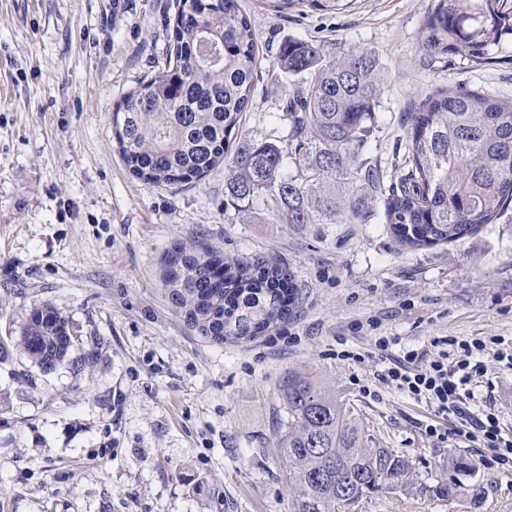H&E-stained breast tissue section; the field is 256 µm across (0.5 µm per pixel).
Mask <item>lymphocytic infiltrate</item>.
Instances as JSON below:
<instances>
[{
  "label": "lymphocytic infiltrate",
  "instance_id": "lymphocytic-infiltrate-1",
  "mask_svg": "<svg viewBox=\"0 0 512 512\" xmlns=\"http://www.w3.org/2000/svg\"><path fill=\"white\" fill-rule=\"evenodd\" d=\"M435 346L432 352L409 350L391 358L381 379L454 419L458 436L479 447L496 449L500 462L512 461V438L505 436L496 414L471 408L472 387L486 373L478 359L487 349L486 342L477 339L466 345L465 358L457 361L451 359L443 341H436Z\"/></svg>",
  "mask_w": 512,
  "mask_h": 512
}]
</instances>
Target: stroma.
<instances>
[{
	"mask_svg": "<svg viewBox=\"0 0 512 512\" xmlns=\"http://www.w3.org/2000/svg\"><path fill=\"white\" fill-rule=\"evenodd\" d=\"M176 0H0V336L49 302L70 323L69 364L0 362V512H291L295 482L275 445L279 390L309 369L370 433L413 462L420 490L355 512H512V466L415 426L430 406L378 381L386 355L434 340L512 349V207L455 244L401 247L382 213L365 224H281L263 201L239 211L224 173L181 186L132 176L112 138L123 96L165 68ZM255 20L258 78L243 130L283 137L288 78L277 47L368 49L389 67L371 154L404 161L408 114L460 82L512 100V65L420 63L426 0H304ZM284 262L299 288L288 321L216 345L177 314L163 270L179 243ZM388 349H380V339ZM477 408L512 433V367L486 355ZM470 460L471 495L428 494L449 455Z\"/></svg>",
	"mask_w": 512,
	"mask_h": 512,
	"instance_id": "1",
	"label": "stroma"
}]
</instances>
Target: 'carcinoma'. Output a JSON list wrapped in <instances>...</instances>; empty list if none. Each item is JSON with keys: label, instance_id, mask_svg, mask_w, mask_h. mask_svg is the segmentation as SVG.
<instances>
[{"label": "carcinoma", "instance_id": "cac0c4a2", "mask_svg": "<svg viewBox=\"0 0 512 512\" xmlns=\"http://www.w3.org/2000/svg\"><path fill=\"white\" fill-rule=\"evenodd\" d=\"M174 63L126 93L113 113L118 152L150 186H181L224 167V194L263 198L283 224H360L383 207L408 248L457 243L512 204V100L463 84L441 87L410 113L403 171L388 178L368 146L386 67L366 49L325 51L281 44L274 64L298 77L285 94V137L240 133L253 101L255 21L239 0H177ZM512 0H429L421 27L425 67L512 63ZM163 281L174 310L215 344L250 340L288 319L298 289L287 266L176 245ZM69 321L34 306L17 336L0 337V360L16 350L42 371L68 360ZM288 414L277 447L298 486L292 512H354L376 493L409 489L412 460L371 437L336 390L302 369L280 389ZM472 464L448 456V477L425 491L453 502Z\"/></svg>", "mask_w": 512, "mask_h": 512}]
</instances>
